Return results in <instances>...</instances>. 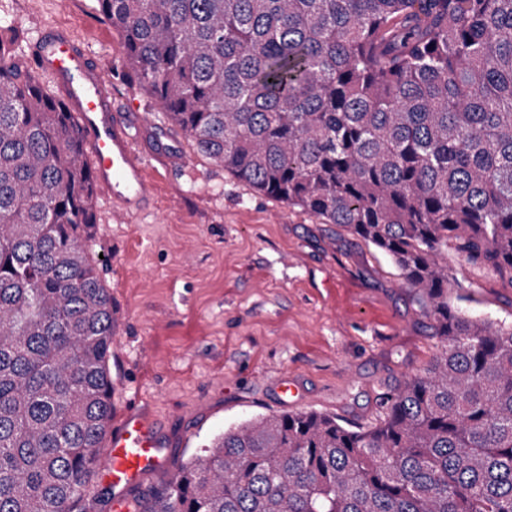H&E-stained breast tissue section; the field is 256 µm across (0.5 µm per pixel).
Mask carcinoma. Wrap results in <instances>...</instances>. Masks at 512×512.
Here are the masks:
<instances>
[{
	"mask_svg": "<svg viewBox=\"0 0 512 512\" xmlns=\"http://www.w3.org/2000/svg\"><path fill=\"white\" fill-rule=\"evenodd\" d=\"M194 151L388 256L440 341L346 428L216 435L142 512H512V0H96ZM82 133L0 39V512H78L112 422V297ZM448 266L469 288L473 299L469 308L472 314L489 313L495 319L512 322V282L509 275L501 276L488 267L459 265L449 252Z\"/></svg>",
	"mask_w": 512,
	"mask_h": 512,
	"instance_id": "1",
	"label": "carcinoma"
}]
</instances>
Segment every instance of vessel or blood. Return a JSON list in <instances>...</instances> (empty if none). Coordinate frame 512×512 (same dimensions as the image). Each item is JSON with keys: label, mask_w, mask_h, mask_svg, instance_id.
Wrapping results in <instances>:
<instances>
[{"label": "vessel or blood", "mask_w": 512, "mask_h": 512, "mask_svg": "<svg viewBox=\"0 0 512 512\" xmlns=\"http://www.w3.org/2000/svg\"><path fill=\"white\" fill-rule=\"evenodd\" d=\"M36 56L42 74L58 86L79 121L84 158L114 213L130 216L150 208L156 183L147 163L165 160L166 152L160 145L144 148L137 140L135 132L150 123L149 114L115 110L101 69L69 29L46 27ZM165 451L161 431L141 415L127 414L113 426L96 472L111 486L116 512H128L146 478L163 466Z\"/></svg>", "instance_id": "1"}]
</instances>
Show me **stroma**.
<instances>
[{"mask_svg": "<svg viewBox=\"0 0 512 512\" xmlns=\"http://www.w3.org/2000/svg\"><path fill=\"white\" fill-rule=\"evenodd\" d=\"M63 25L104 68L120 108L149 112L153 209L134 217L98 202L92 228L112 295V404L123 401L164 432L162 489L211 439L263 414L314 410L367 425L378 399L422 368L438 340L410 289L375 247L301 208L263 195L192 152L156 102L126 76L120 33L94 0H0V27ZM468 287L471 313L512 322V277L449 259ZM296 381L298 404L275 393Z\"/></svg>", "mask_w": 512, "mask_h": 512, "instance_id": "obj_1", "label": "stroma"}]
</instances>
